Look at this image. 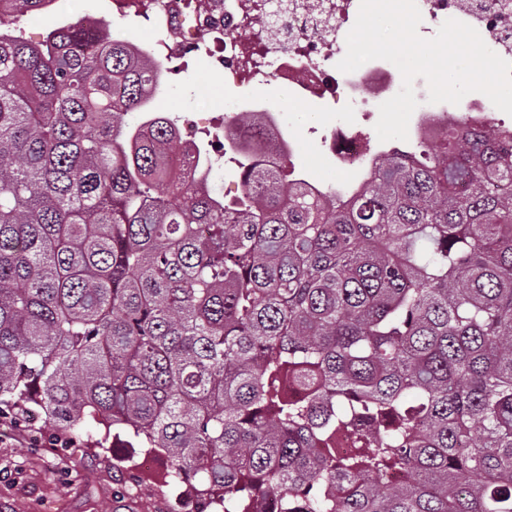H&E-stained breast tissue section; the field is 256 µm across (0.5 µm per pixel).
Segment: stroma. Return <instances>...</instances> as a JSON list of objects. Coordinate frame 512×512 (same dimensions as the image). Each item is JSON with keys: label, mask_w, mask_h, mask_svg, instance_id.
<instances>
[{"label": "stroma", "mask_w": 512, "mask_h": 512, "mask_svg": "<svg viewBox=\"0 0 512 512\" xmlns=\"http://www.w3.org/2000/svg\"><path fill=\"white\" fill-rule=\"evenodd\" d=\"M225 83L224 76L205 64L184 58L167 70L165 86L153 105L176 125L196 121V141H208L216 132L228 97H248ZM273 106L287 107L290 136L298 150L295 165L315 160V147L324 133V113L334 104L319 100L289 102L278 83L265 90ZM316 178L328 185L343 178L329 160H315ZM125 440L112 448L95 440L69 441L52 430L41 415L31 412L22 421L0 419V512H174L173 490L164 480L145 472L135 473L126 454Z\"/></svg>", "instance_id": "obj_1"}]
</instances>
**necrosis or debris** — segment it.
<instances>
[{"label":"necrosis or debris","instance_id":"necrosis-or-debris-1","mask_svg":"<svg viewBox=\"0 0 512 512\" xmlns=\"http://www.w3.org/2000/svg\"><path fill=\"white\" fill-rule=\"evenodd\" d=\"M416 3L422 16L419 32L430 33L445 20L456 19L474 27L490 49L512 61V5L505 0ZM359 6L360 0H112V16L150 22L155 38L146 52L151 57L170 62L195 54L234 85L254 89L251 101L232 99L225 106V130L214 148L212 165L220 167L226 154L243 146L236 118L251 112L266 144L262 159L273 168L282 154L296 153L297 143L288 134L287 113L270 108L257 94L268 80H276L292 97L340 102L365 119L399 90L401 74L389 61H369L354 80L336 68L346 54V36ZM464 118L455 106L420 101L410 118L408 138L436 136ZM385 148L376 133L349 129L334 114L318 154L344 170Z\"/></svg>","mask_w":512,"mask_h":512}]
</instances>
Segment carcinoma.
Masks as SVG:
<instances>
[{
  "mask_svg": "<svg viewBox=\"0 0 512 512\" xmlns=\"http://www.w3.org/2000/svg\"><path fill=\"white\" fill-rule=\"evenodd\" d=\"M52 2L0 0V404L126 437L212 512H512V127L388 154L346 204L252 147L226 202L209 149L174 165L159 61L24 37Z\"/></svg>",
  "mask_w": 512,
  "mask_h": 512,
  "instance_id": "1",
  "label": "carcinoma"
}]
</instances>
